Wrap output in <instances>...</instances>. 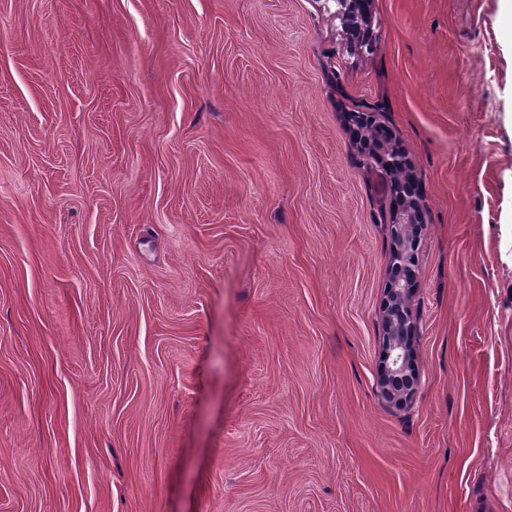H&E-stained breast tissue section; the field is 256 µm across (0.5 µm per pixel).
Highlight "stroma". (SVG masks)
<instances>
[{
    "label": "stroma",
    "mask_w": 512,
    "mask_h": 512,
    "mask_svg": "<svg viewBox=\"0 0 512 512\" xmlns=\"http://www.w3.org/2000/svg\"><path fill=\"white\" fill-rule=\"evenodd\" d=\"M0 0V512H512V0ZM422 197L382 398L390 177ZM338 13L345 18L351 32L358 38L363 37L365 30L362 21H367L369 0H336ZM360 150L376 158L391 175L392 195L395 198L392 223V266L394 276L387 289L382 323V354L379 388L383 397L401 404L413 401L419 385V374L412 363V350L417 334L416 319L410 299L416 289L419 268L417 249L422 205L418 185L410 174L407 186L396 183V177L410 172L408 157L399 149L385 143L383 137L364 138L359 134ZM396 386H402L396 391Z\"/></svg>",
    "instance_id": "1"
}]
</instances>
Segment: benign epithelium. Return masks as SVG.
Returning a JSON list of instances; mask_svg holds the SVG:
<instances>
[{"mask_svg":"<svg viewBox=\"0 0 512 512\" xmlns=\"http://www.w3.org/2000/svg\"><path fill=\"white\" fill-rule=\"evenodd\" d=\"M338 13L345 18L352 34L362 37V22L368 18L369 0H336ZM360 150L374 158L395 178L410 172L408 157L399 149L385 143L383 137L370 140L364 130L356 135ZM395 198L393 213L392 266L394 276L387 289L382 323V354L379 388L383 397L401 404L413 401L419 385V374L412 363V350L417 334L416 319L410 299L416 289L419 268L417 249L422 205L415 180L407 185H391Z\"/></svg>","mask_w":512,"mask_h":512,"instance_id":"7a95c632","label":"benign epithelium"}]
</instances>
